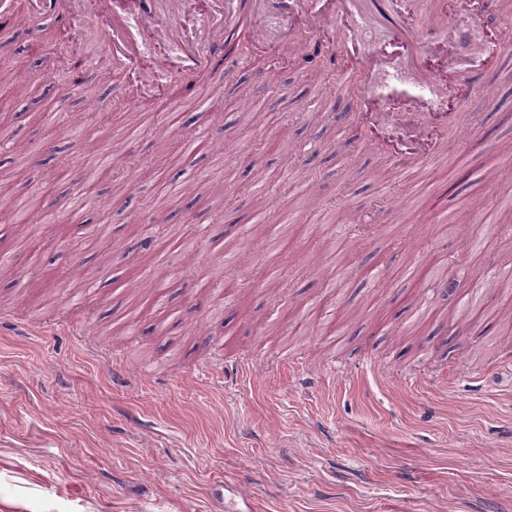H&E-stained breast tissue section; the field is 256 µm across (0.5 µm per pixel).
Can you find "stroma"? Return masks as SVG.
Wrapping results in <instances>:
<instances>
[{
    "instance_id": "obj_1",
    "label": "stroma",
    "mask_w": 512,
    "mask_h": 512,
    "mask_svg": "<svg viewBox=\"0 0 512 512\" xmlns=\"http://www.w3.org/2000/svg\"><path fill=\"white\" fill-rule=\"evenodd\" d=\"M444 3L407 0L422 41L470 26L485 80L460 73L471 93L434 133L444 158L413 179L367 147L356 121L363 73L332 29L295 17L268 41L243 27L223 38V54L144 97L105 54L104 18L0 16V71L15 76L14 89L0 88V110L14 115L0 159L19 170L18 193L39 188L42 240L19 253L16 225L0 223V512H512V367L498 363L512 349V293L492 282L493 270L512 269V46L488 61L480 48L484 33H512V0H486L477 19ZM371 38L388 46L375 80L398 136L402 112L428 89L387 32ZM272 45L290 69L274 64ZM344 68L350 85L323 92ZM256 109L260 121L231 124ZM150 112L193 117L191 135L216 148L184 159L170 120L129 137ZM88 140L126 153L93 184ZM162 149L180 156L183 190L149 207ZM259 172L291 222L275 250L245 188ZM84 184L75 223L66 200ZM490 199L507 206L473 258L467 242ZM327 200L364 231L316 223ZM169 225L182 229L181 248L143 249ZM208 239L238 242L232 279ZM334 250L347 267L326 265ZM78 275L76 299L64 280ZM158 279L163 313L135 309L129 283ZM133 313L137 331L113 337V321ZM19 316L42 334L13 327ZM59 321L77 335L60 337ZM89 347L123 357L126 383ZM283 350L303 367L281 363ZM245 355L271 373L196 377ZM431 377L452 378L453 390Z\"/></svg>"
}]
</instances>
